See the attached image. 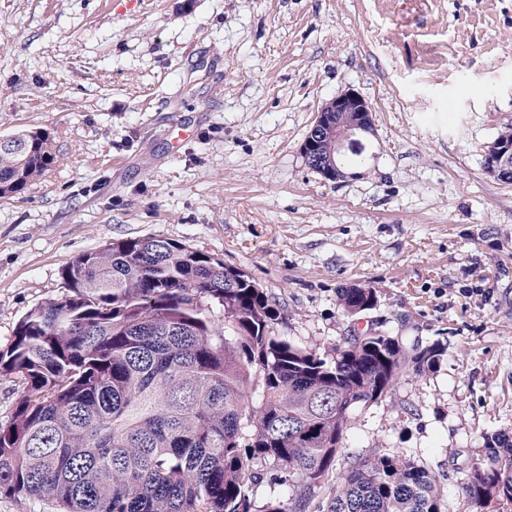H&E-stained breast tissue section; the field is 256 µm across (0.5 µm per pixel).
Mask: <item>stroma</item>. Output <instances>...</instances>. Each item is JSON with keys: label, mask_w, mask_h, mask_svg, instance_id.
I'll list each match as a JSON object with an SVG mask.
<instances>
[{"label": "stroma", "mask_w": 512, "mask_h": 512, "mask_svg": "<svg viewBox=\"0 0 512 512\" xmlns=\"http://www.w3.org/2000/svg\"><path fill=\"white\" fill-rule=\"evenodd\" d=\"M353 89L373 130L343 180L301 146ZM512 126V0H0V136L50 132L57 161L0 198V348L63 268L122 238L173 239L245 271L290 343L355 333L440 342L353 413L347 454L435 473L512 434V181L486 155ZM375 289L345 316L340 288Z\"/></svg>", "instance_id": "obj_1"}]
</instances>
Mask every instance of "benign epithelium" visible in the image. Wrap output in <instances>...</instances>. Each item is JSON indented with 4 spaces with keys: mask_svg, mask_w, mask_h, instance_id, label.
I'll list each match as a JSON object with an SVG mask.
<instances>
[{
    "mask_svg": "<svg viewBox=\"0 0 512 512\" xmlns=\"http://www.w3.org/2000/svg\"><path fill=\"white\" fill-rule=\"evenodd\" d=\"M371 106L360 93L349 89L326 102L302 143L304 157H309L318 146L336 151L341 157L343 143L351 136L371 131ZM487 169L505 180L512 179V144L498 141L489 146Z\"/></svg>",
    "mask_w": 512,
    "mask_h": 512,
    "instance_id": "benign-epithelium-1",
    "label": "benign epithelium"
}]
</instances>
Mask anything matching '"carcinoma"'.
Returning <instances> with one entry per match:
<instances>
[{
	"mask_svg": "<svg viewBox=\"0 0 512 512\" xmlns=\"http://www.w3.org/2000/svg\"><path fill=\"white\" fill-rule=\"evenodd\" d=\"M56 162L50 132L0 144V198ZM68 293L29 310L0 351L19 379L0 425V498L37 497L59 512H442L436 475L402 455L347 454L351 413L386 398L407 371L432 368L438 342L350 338L326 360L276 335L280 313L243 270L182 242L116 240L62 269ZM350 317L373 288L345 287ZM300 479L293 505L257 506L255 467ZM463 489L473 512L512 504V438L487 439Z\"/></svg>",
	"mask_w": 512,
	"mask_h": 512,
	"instance_id": "1",
	"label": "carcinoma"
}]
</instances>
